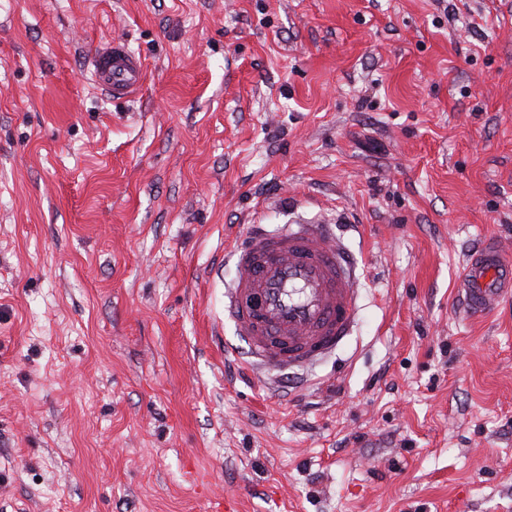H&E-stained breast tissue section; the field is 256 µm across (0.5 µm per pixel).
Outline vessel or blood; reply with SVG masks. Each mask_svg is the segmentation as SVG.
Segmentation results:
<instances>
[{
    "label": "vessel or blood",
    "instance_id": "1",
    "mask_svg": "<svg viewBox=\"0 0 512 512\" xmlns=\"http://www.w3.org/2000/svg\"><path fill=\"white\" fill-rule=\"evenodd\" d=\"M94 84L110 97L135 93L144 61L111 39L91 55ZM235 277L225 310L246 341L253 367L284 373L310 368L351 335L358 313V263L330 224L250 225L234 246ZM457 295L463 315L484 318L512 303V260L496 246L469 256Z\"/></svg>",
    "mask_w": 512,
    "mask_h": 512
}]
</instances>
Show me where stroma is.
Instances as JSON below:
<instances>
[{
    "label": "stroma",
    "instance_id": "35a3bbf8",
    "mask_svg": "<svg viewBox=\"0 0 512 512\" xmlns=\"http://www.w3.org/2000/svg\"><path fill=\"white\" fill-rule=\"evenodd\" d=\"M299 218L341 225L361 309L273 391L224 283ZM488 241L512 0H0V512H512V307L456 310ZM91 61L94 84L110 97L124 98L141 87L144 61L121 40L111 39L96 46Z\"/></svg>",
    "mask_w": 512,
    "mask_h": 512
}]
</instances>
